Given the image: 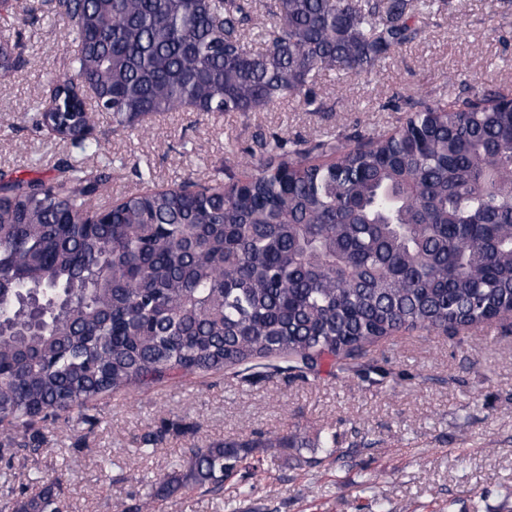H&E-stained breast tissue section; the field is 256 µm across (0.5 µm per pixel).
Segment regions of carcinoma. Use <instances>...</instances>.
<instances>
[{"mask_svg":"<svg viewBox=\"0 0 512 512\" xmlns=\"http://www.w3.org/2000/svg\"><path fill=\"white\" fill-rule=\"evenodd\" d=\"M76 31L72 74L32 126L81 158L51 179H0V433L43 452L37 421L133 383L280 356L315 373L402 331L512 316V95L422 103L391 134L265 148L244 181L185 182L96 206L111 173L93 112H261L309 100L418 34L433 0H53ZM275 22L245 43L256 12ZM0 37V72L28 64ZM192 448L162 482L218 492L250 450ZM53 486L17 512H58Z\"/></svg>","mask_w":512,"mask_h":512,"instance_id":"carcinoma-1","label":"carcinoma"}]
</instances>
